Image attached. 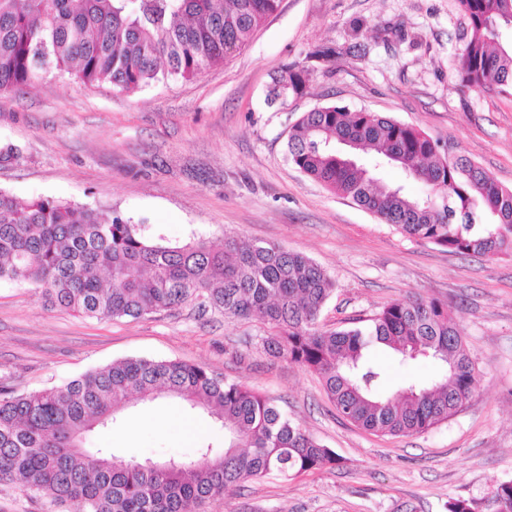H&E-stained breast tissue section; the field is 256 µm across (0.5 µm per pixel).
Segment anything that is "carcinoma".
I'll return each mask as SVG.
<instances>
[{
	"label": "carcinoma",
	"instance_id": "cac0c4a2",
	"mask_svg": "<svg viewBox=\"0 0 512 512\" xmlns=\"http://www.w3.org/2000/svg\"><path fill=\"white\" fill-rule=\"evenodd\" d=\"M280 0H0V91L47 74L137 91L190 77L241 49ZM469 35L455 72L468 86L512 91V0H458ZM308 67L285 66L268 103L301 94ZM288 159L401 234L478 256L512 251V189L464 155L450 156L416 128L345 106L317 107L288 133ZM400 169L412 195L374 171ZM0 281L30 285L47 306L98 320L140 318L185 303L226 319L258 315L273 354L318 374L337 412L367 431L422 433L448 420L475 391L478 371L462 329L437 299L393 301L369 323L319 325L335 281L313 260L278 245L224 237L171 243L115 210L0 189ZM383 350L401 366L429 363L435 378L392 390ZM176 398L224 427V445L191 456L139 461L88 447L95 428L128 409ZM335 452L270 399L206 368L126 358L63 387L17 394L0 386V483L46 494L79 512H203L241 483L336 465ZM448 512H512V480Z\"/></svg>",
	"mask_w": 512,
	"mask_h": 512
}]
</instances>
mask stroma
Listing matches in <instances>:
<instances>
[{
    "instance_id": "obj_1",
    "label": "stroma",
    "mask_w": 512,
    "mask_h": 512,
    "mask_svg": "<svg viewBox=\"0 0 512 512\" xmlns=\"http://www.w3.org/2000/svg\"><path fill=\"white\" fill-rule=\"evenodd\" d=\"M469 22L457 0H280L220 66L136 92L46 76L0 93V189L117 209L150 233L221 244L231 233L300 253L336 282L320 324L342 329L386 304L434 298L464 332L480 374L459 411L425 432L374 434L338 416L320 378L262 346L260 318L227 320L188 304L99 321L47 307L0 282V383L60 387L129 357L207 367L266 397L331 448L335 468L271 476L205 512H447L512 479V252L463 256L406 237L308 178L287 157L290 127L335 103L413 126L512 188V94L462 86L454 60ZM341 53L310 60L316 47ZM309 67L303 94L266 95L284 65ZM214 419L158 400L130 408L91 442L139 459L220 444Z\"/></svg>"
}]
</instances>
